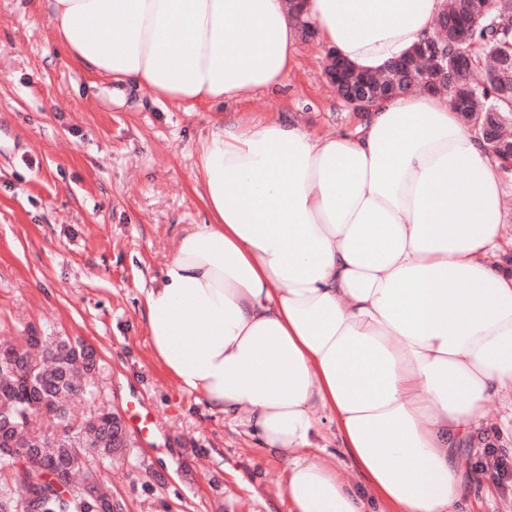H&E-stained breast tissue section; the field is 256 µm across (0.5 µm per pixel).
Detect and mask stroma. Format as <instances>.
Segmentation results:
<instances>
[{
    "label": "stroma",
    "instance_id": "1",
    "mask_svg": "<svg viewBox=\"0 0 512 512\" xmlns=\"http://www.w3.org/2000/svg\"><path fill=\"white\" fill-rule=\"evenodd\" d=\"M327 55L316 35H299L281 87L185 112L74 64L52 41L43 0H0V320L17 337L33 328L94 346L99 369L86 382L100 403L153 420L125 459L91 463L122 512H288L285 457L154 360L142 289L178 237L208 220L192 174L210 117L285 113L318 135L359 120L326 79ZM488 441L512 460L511 391L455 453L477 478L463 512H512V483L483 465Z\"/></svg>",
    "mask_w": 512,
    "mask_h": 512
}]
</instances>
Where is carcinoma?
<instances>
[{"label":"carcinoma","mask_w":512,"mask_h":512,"mask_svg":"<svg viewBox=\"0 0 512 512\" xmlns=\"http://www.w3.org/2000/svg\"><path fill=\"white\" fill-rule=\"evenodd\" d=\"M510 16L512 0H499L491 11L482 10L479 0H444L439 15L463 36L448 47V57L459 51L474 53L478 65L487 70L483 87L458 110L462 123L481 137L487 122L503 134L512 126V64L497 66V57L512 55ZM434 81L431 71L411 72L392 65L378 74H358L351 84L383 95ZM92 369L87 344L38 335L17 340L6 329L0 330V417L14 422L9 437L23 449L33 441L31 430L40 419L53 423V430L43 439L47 447L27 459L25 472L17 469V458H0V512H31L33 508L37 512H113L107 486H101L95 499L83 492L86 483L96 481L87 469L89 458L110 462L129 448L116 414L95 405L93 391L76 389L78 379ZM52 467L71 476L82 472L84 477L60 492L44 494L39 486L48 484L46 470Z\"/></svg>","instance_id":"obj_1"}]
</instances>
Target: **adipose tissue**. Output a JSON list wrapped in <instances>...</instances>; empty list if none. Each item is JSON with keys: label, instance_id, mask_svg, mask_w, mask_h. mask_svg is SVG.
<instances>
[{"label": "adipose tissue", "instance_id": "ef3b65f1", "mask_svg": "<svg viewBox=\"0 0 512 512\" xmlns=\"http://www.w3.org/2000/svg\"><path fill=\"white\" fill-rule=\"evenodd\" d=\"M444 0H46L87 72L186 112L283 84L299 20L366 73L433 35ZM502 168L445 96L374 105L317 136L292 117L211 121L186 230L144 289L154 357L287 458L288 512H456L453 451L512 389ZM335 422L363 476L309 455Z\"/></svg>", "mask_w": 512, "mask_h": 512}]
</instances>
